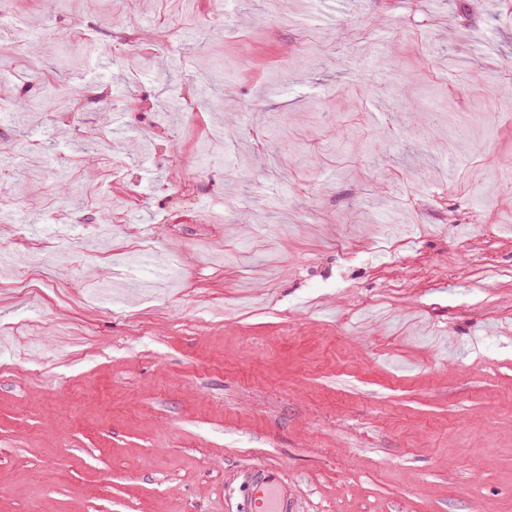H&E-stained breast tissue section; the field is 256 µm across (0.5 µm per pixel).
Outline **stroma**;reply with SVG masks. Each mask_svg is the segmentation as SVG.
Instances as JSON below:
<instances>
[{
	"label": "stroma",
	"instance_id": "1",
	"mask_svg": "<svg viewBox=\"0 0 512 512\" xmlns=\"http://www.w3.org/2000/svg\"><path fill=\"white\" fill-rule=\"evenodd\" d=\"M507 63L503 0H0V512H512ZM239 477L240 512H296L295 491L280 467L252 465Z\"/></svg>",
	"mask_w": 512,
	"mask_h": 512
}]
</instances>
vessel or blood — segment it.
Masks as SVG:
<instances>
[{
    "instance_id": "1",
    "label": "vessel or blood",
    "mask_w": 512,
    "mask_h": 512,
    "mask_svg": "<svg viewBox=\"0 0 512 512\" xmlns=\"http://www.w3.org/2000/svg\"><path fill=\"white\" fill-rule=\"evenodd\" d=\"M241 512H296V495L280 467L257 464L242 470Z\"/></svg>"
}]
</instances>
